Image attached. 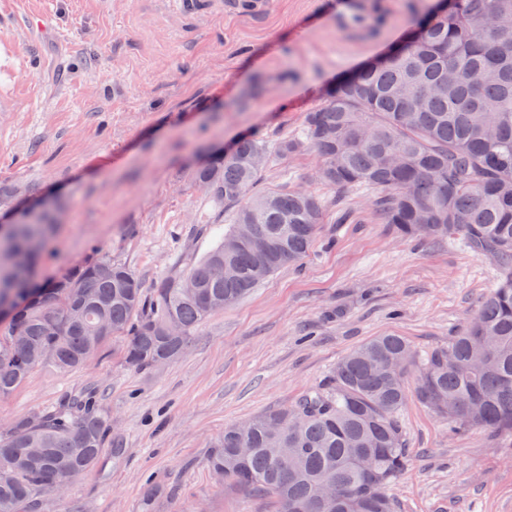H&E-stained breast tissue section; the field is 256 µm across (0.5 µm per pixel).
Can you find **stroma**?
Here are the masks:
<instances>
[{"label": "stroma", "instance_id": "obj_1", "mask_svg": "<svg viewBox=\"0 0 512 512\" xmlns=\"http://www.w3.org/2000/svg\"><path fill=\"white\" fill-rule=\"evenodd\" d=\"M344 0H267L259 16L173 0H0V188L64 203L45 274L106 254L143 281L187 272L232 222L192 178L237 137L297 136L338 79L404 40L436 0H387L377 35L336 27ZM324 203L308 255L208 317L178 359L126 364V337L85 366L36 368L0 398V424L93 390L110 418L96 466L37 512H274L209 469L230 425L295 404L338 361L396 334L447 345L477 313L496 265L451 240L379 223L376 191L339 194L310 147L272 158L255 185ZM398 512H512V435L447 421L408 398Z\"/></svg>", "mask_w": 512, "mask_h": 512}]
</instances>
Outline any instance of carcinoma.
<instances>
[{"mask_svg":"<svg viewBox=\"0 0 512 512\" xmlns=\"http://www.w3.org/2000/svg\"><path fill=\"white\" fill-rule=\"evenodd\" d=\"M383 0H356L350 23H388ZM308 144L330 189L379 191L378 220L415 242L448 238L497 255L499 280L478 314L425 354L402 336H376L336 364L327 385L293 406L224 429L209 466L277 512H396L387 488L408 450L400 414L414 397L454 429L512 435V0H437L404 43L343 78L306 112L300 135L278 143L288 159ZM269 156L256 134L195 169L220 210L236 207L224 239L185 274L149 289L126 264L102 255L43 277L58 226L44 209L0 228V397L37 367L86 365L126 336L128 365L179 358L195 330L309 252L322 200L305 190L252 192ZM245 224L281 242L260 254L230 246ZM108 415L89 393L0 427V512H25L45 484L91 470L109 442Z\"/></svg>","mask_w":512,"mask_h":512,"instance_id":"cac0c4a2","label":"carcinoma"}]
</instances>
